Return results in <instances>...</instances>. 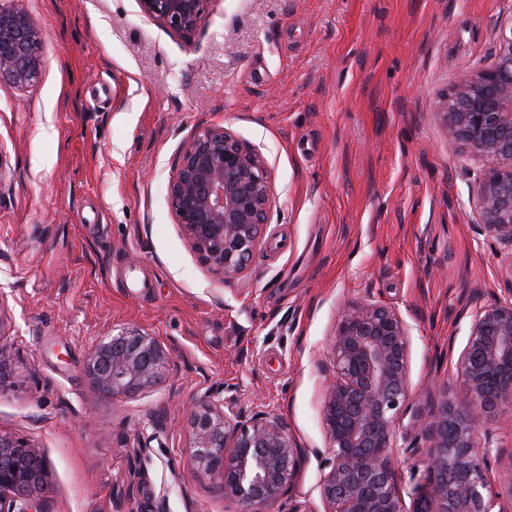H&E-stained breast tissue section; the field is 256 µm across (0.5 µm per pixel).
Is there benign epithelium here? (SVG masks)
<instances>
[{
    "instance_id": "obj_1",
    "label": "benign epithelium",
    "mask_w": 512,
    "mask_h": 512,
    "mask_svg": "<svg viewBox=\"0 0 512 512\" xmlns=\"http://www.w3.org/2000/svg\"><path fill=\"white\" fill-rule=\"evenodd\" d=\"M209 0H139L142 13L179 36L193 33ZM41 33L24 0H0V84L22 88L43 67ZM441 116L450 140L485 160L474 181L488 235L512 245V23L488 64L461 72ZM171 207L184 235L223 280L252 263L275 199L259 150L222 126H208L183 148L170 176ZM409 329L392 308L347 305L331 344L333 377L322 408L328 452L322 459L323 512H406L392 464L396 423L409 400ZM174 358L153 336L127 329L98 341L86 374L99 397L136 396L170 375ZM456 372L473 402L443 394L426 414L427 479L415 488L416 512H506L489 465L512 496V448H494L478 428L512 401V300L484 307L473 321ZM194 461L216 475L239 512H263L289 494L303 457L275 414L241 420L219 401L191 410ZM41 462L37 448L0 434V512H38L30 470L5 459Z\"/></svg>"
}]
</instances>
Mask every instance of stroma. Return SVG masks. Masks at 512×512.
<instances>
[{"instance_id": "obj_1", "label": "stroma", "mask_w": 512, "mask_h": 512, "mask_svg": "<svg viewBox=\"0 0 512 512\" xmlns=\"http://www.w3.org/2000/svg\"><path fill=\"white\" fill-rule=\"evenodd\" d=\"M38 81L0 89V434L45 459L41 512H238L192 463L190 410L280 415L305 450L282 503L322 512L330 346L342 308L375 302L410 330L411 404L394 467L424 478L417 425L485 306L512 299V247L473 201L483 159L439 110L490 62L512 0H210L172 34L138 0H27ZM221 125L265 157L275 203L256 256L224 281L168 198L181 149ZM125 328L177 372L97 398L85 367Z\"/></svg>"}]
</instances>
